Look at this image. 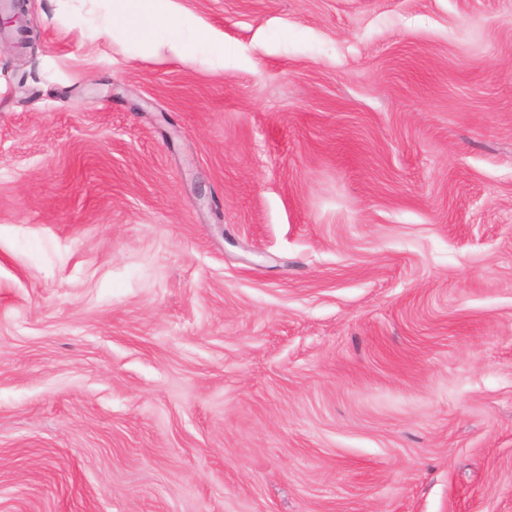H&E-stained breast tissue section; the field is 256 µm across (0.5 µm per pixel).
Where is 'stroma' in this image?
<instances>
[{
    "instance_id": "stroma-1",
    "label": "stroma",
    "mask_w": 512,
    "mask_h": 512,
    "mask_svg": "<svg viewBox=\"0 0 512 512\" xmlns=\"http://www.w3.org/2000/svg\"><path fill=\"white\" fill-rule=\"evenodd\" d=\"M0 33V512H512V0H175ZM115 2V3H114ZM170 0H116L113 1L112 26L103 36L120 35L125 37H143L145 31L153 27L159 19L172 17L170 7L163 4Z\"/></svg>"
}]
</instances>
